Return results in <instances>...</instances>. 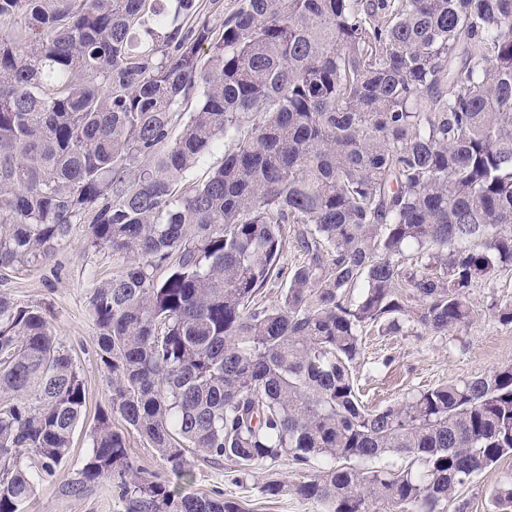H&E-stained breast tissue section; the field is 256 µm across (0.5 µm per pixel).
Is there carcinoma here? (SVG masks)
<instances>
[{"mask_svg":"<svg viewBox=\"0 0 512 512\" xmlns=\"http://www.w3.org/2000/svg\"><path fill=\"white\" fill-rule=\"evenodd\" d=\"M83 214L119 265L89 297L109 405L72 492L244 512L139 467L129 432L179 480L194 456L323 460L261 487L319 512H442L512 457V365L381 410L352 375L366 329L457 331L471 288L512 273V0H241L218 27L200 0H0V269ZM85 408L49 311L0 295V512L55 475ZM387 455L411 462L367 467ZM489 499L512 512V471ZM222 163H224V144L216 146L201 158L198 166L187 174L185 186L190 187L202 182L205 177L221 166ZM300 256L293 251L291 246H288V250L283 253L280 260V265L284 267V274L271 288L267 289L268 303L275 304L277 298H279L282 288L286 286L288 271L296 264H298Z\"/></svg>","mask_w":512,"mask_h":512,"instance_id":"cac0c4a2","label":"carcinoma"}]
</instances>
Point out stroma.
<instances>
[{"instance_id": "35a3bbf8", "label": "stroma", "mask_w": 512, "mask_h": 512, "mask_svg": "<svg viewBox=\"0 0 512 512\" xmlns=\"http://www.w3.org/2000/svg\"><path fill=\"white\" fill-rule=\"evenodd\" d=\"M88 219L75 221L68 238L43 263L22 269L0 270V294L15 302L49 306L59 339L69 350L84 381L86 412L78 424L68 460L54 477L40 482L25 512H122L112 484L104 483L75 494L70 485L90 451L89 434L99 408L107 404L106 381L96 357L95 325L89 296L96 282L111 276L117 261L110 250L92 247L86 236ZM469 298L479 310L468 328L446 334L369 331L363 338V354L353 365L360 398L366 407L379 409L403 400L419 390L442 383H459L494 368L512 364V326L492 320V304L512 303V276L473 288ZM512 468H487L462 487L456 501L444 512H492L491 487ZM316 466L296 465L290 457L256 467L244 475L231 463L220 465L196 460L192 481L182 483L186 492H220L238 501L245 512H317L315 504L283 495L266 498L260 491L269 480L291 482L315 474Z\"/></svg>"}]
</instances>
